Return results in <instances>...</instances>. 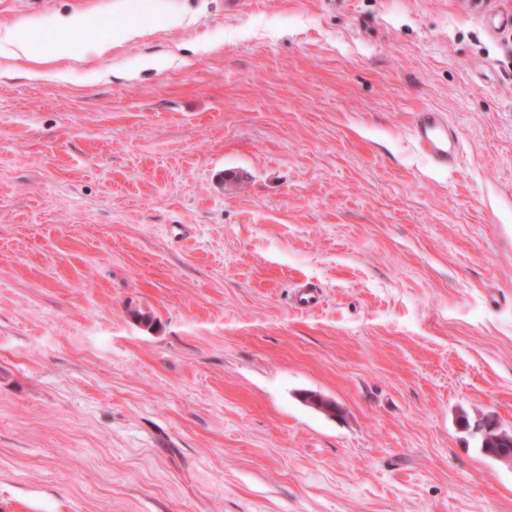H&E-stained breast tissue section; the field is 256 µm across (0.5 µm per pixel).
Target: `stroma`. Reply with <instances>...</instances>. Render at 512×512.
Listing matches in <instances>:
<instances>
[{
	"instance_id": "stroma-1",
	"label": "stroma",
	"mask_w": 512,
	"mask_h": 512,
	"mask_svg": "<svg viewBox=\"0 0 512 512\" xmlns=\"http://www.w3.org/2000/svg\"><path fill=\"white\" fill-rule=\"evenodd\" d=\"M69 16L0 57V512H512V0H0ZM2 41L4 45L9 47L4 54V57L9 59L26 58L29 61L41 64L53 59L64 57L69 53L68 47L61 45L58 46L50 55L35 57L30 54L27 42L16 32H7L3 37L0 36V46ZM413 127L415 143L437 167L448 168L459 152V140L442 112H418Z\"/></svg>"
}]
</instances>
